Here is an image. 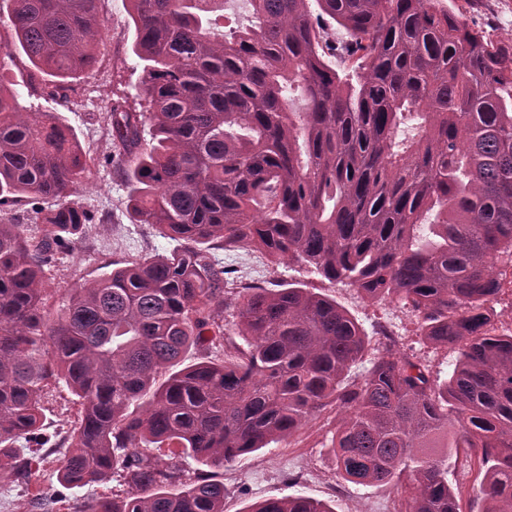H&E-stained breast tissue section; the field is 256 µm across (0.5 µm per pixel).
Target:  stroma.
<instances>
[{"label":"stroma","mask_w":512,"mask_h":512,"mask_svg":"<svg viewBox=\"0 0 512 512\" xmlns=\"http://www.w3.org/2000/svg\"><path fill=\"white\" fill-rule=\"evenodd\" d=\"M453 5L463 8L468 23L484 26L497 40L512 43V0H479L471 8L464 7L463 0H454ZM98 12L104 22L98 45L99 63L74 83L68 103L63 105L49 97L47 86L52 79L48 76L40 79L38 97L19 99L23 106L36 105L42 111L59 113L76 133L83 150L95 160L112 150L104 130L105 114L120 98L126 99L130 108H138L142 75L132 53L134 29L124 0H99ZM128 194L127 183L112 167L97 163L90 167L78 196L85 207L102 212L105 220L91 225L47 271L50 311L59 310L69 289L77 284L94 281L114 267L173 248V241L162 237L155 228L133 222L125 207ZM229 272L235 285L224 294V336L213 346L212 358H223L225 353L246 345L236 318L243 285L274 288L292 280L336 300L361 324L367 336H374L380 326L387 325L403 349L423 362L435 366L451 357L449 350L423 340L415 317L402 303L369 299L356 288L305 272L294 261L275 265L263 252L247 249L231 261ZM337 420L335 408L321 410L284 441L219 470L218 478L225 488L224 512H248L258 501L297 494L326 502L336 512H399L402 490L391 485L357 486L337 475L332 451ZM77 422L75 396L67 387L53 388L45 404L44 426L33 438L34 443H47L52 452L35 458L24 482L0 480V512H40L38 502L44 497L54 500L56 512H75L76 507L91 499L126 496L128 488L116 476L85 487L57 481L56 471L69 446L67 436ZM292 474L298 476V484H290L288 477ZM482 477V470L465 451L452 456L448 481L460 493L461 512H482Z\"/></svg>","instance_id":"obj_1"}]
</instances>
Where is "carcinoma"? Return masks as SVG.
Segmentation results:
<instances>
[{"mask_svg":"<svg viewBox=\"0 0 512 512\" xmlns=\"http://www.w3.org/2000/svg\"><path fill=\"white\" fill-rule=\"evenodd\" d=\"M96 2L0 0L14 32L5 53L69 87L97 59ZM217 2L126 0L144 105L115 101L107 135L134 221L177 245L77 286L53 318L44 273L91 224L77 197L89 159L59 114L25 109L0 84V208L52 201L34 210L37 236L0 224V477L29 473L27 444L63 382L81 415L59 481L118 472L129 488L80 512H224L213 470L330 405L344 481L404 476L400 512H459L448 449L467 448L485 468L483 512H512V333H495L487 308L495 262H512V43L443 0H317L316 18L309 0H250L256 23L226 37ZM324 15L345 41L328 40ZM407 118L417 134L399 141ZM216 249L294 258L400 301L456 358L442 376L388 336L351 380L368 336L336 301L290 283L245 289L247 350L175 371L224 335ZM143 443L173 452L162 462ZM185 457L211 471L186 476ZM249 512L334 509L297 495Z\"/></svg>","mask_w":512,"mask_h":512,"instance_id":"cac0c4a2","label":"carcinoma"}]
</instances>
